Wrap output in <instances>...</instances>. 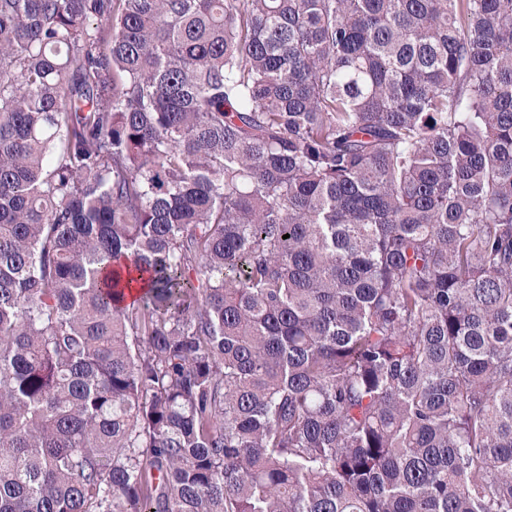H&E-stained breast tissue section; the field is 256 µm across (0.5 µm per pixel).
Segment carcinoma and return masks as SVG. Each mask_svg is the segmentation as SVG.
I'll use <instances>...</instances> for the list:
<instances>
[{"label":"carcinoma","mask_w":512,"mask_h":512,"mask_svg":"<svg viewBox=\"0 0 512 512\" xmlns=\"http://www.w3.org/2000/svg\"><path fill=\"white\" fill-rule=\"evenodd\" d=\"M0 512H512V0H0Z\"/></svg>","instance_id":"obj_1"}]
</instances>
